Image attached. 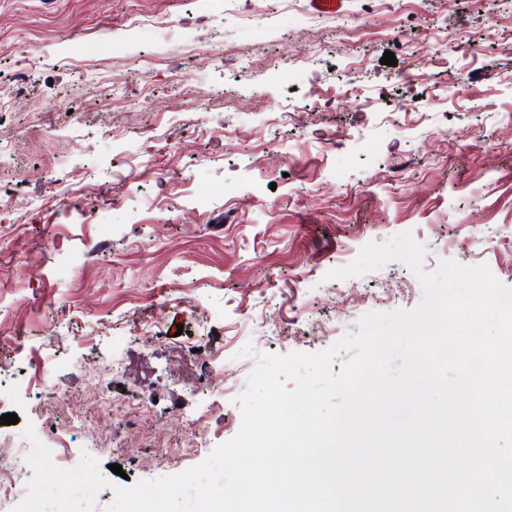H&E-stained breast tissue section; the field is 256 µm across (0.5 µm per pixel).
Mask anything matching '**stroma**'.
Segmentation results:
<instances>
[{
	"label": "stroma",
	"instance_id": "35a3bbf8",
	"mask_svg": "<svg viewBox=\"0 0 512 512\" xmlns=\"http://www.w3.org/2000/svg\"><path fill=\"white\" fill-rule=\"evenodd\" d=\"M405 232L512 287V0H0V434L121 465L99 506L238 433L245 346L416 308L402 261L329 276Z\"/></svg>",
	"mask_w": 512,
	"mask_h": 512
}]
</instances>
